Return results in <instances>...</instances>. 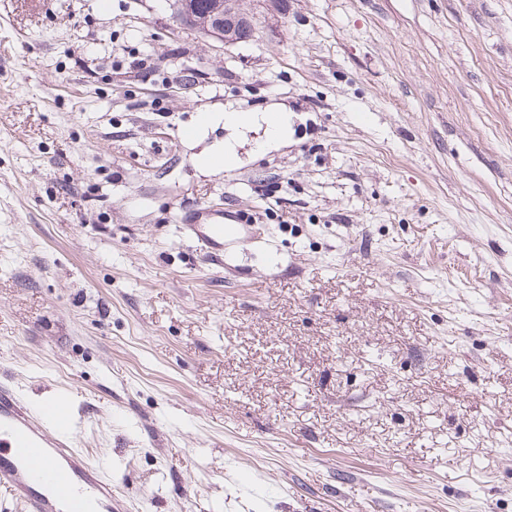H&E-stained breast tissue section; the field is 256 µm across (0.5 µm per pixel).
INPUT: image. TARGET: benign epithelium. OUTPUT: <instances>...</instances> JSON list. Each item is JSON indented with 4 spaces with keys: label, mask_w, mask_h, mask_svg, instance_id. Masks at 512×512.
Here are the masks:
<instances>
[{
    "label": "benign epithelium",
    "mask_w": 512,
    "mask_h": 512,
    "mask_svg": "<svg viewBox=\"0 0 512 512\" xmlns=\"http://www.w3.org/2000/svg\"><path fill=\"white\" fill-rule=\"evenodd\" d=\"M173 22L206 37L231 45L253 37L251 17L241 7V0H214L215 10L201 15L190 6V0H170Z\"/></svg>",
    "instance_id": "1"
}]
</instances>
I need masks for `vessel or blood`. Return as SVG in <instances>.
<instances>
[{"label":"vessel or blood","instance_id":"vessel-or-blood-1","mask_svg":"<svg viewBox=\"0 0 512 512\" xmlns=\"http://www.w3.org/2000/svg\"><path fill=\"white\" fill-rule=\"evenodd\" d=\"M175 222L182 236L226 261L252 236L256 219L243 210L201 205L177 213ZM61 408L57 399L31 406L0 384V489L22 512H123L111 480L86 460L75 435L50 432L48 423Z\"/></svg>","mask_w":512,"mask_h":512}]
</instances>
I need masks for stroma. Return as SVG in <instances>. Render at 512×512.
Masks as SVG:
<instances>
[{
	"label": "stroma",
	"mask_w": 512,
	"mask_h": 512,
	"mask_svg": "<svg viewBox=\"0 0 512 512\" xmlns=\"http://www.w3.org/2000/svg\"><path fill=\"white\" fill-rule=\"evenodd\" d=\"M242 7L0 0V382L128 512H512V0ZM199 205L256 217L229 266ZM213 1L215 10L211 15H201L191 8L190 0H170L172 20L177 26L198 31L225 45L253 37L254 25L251 17L241 9V0ZM268 112H277L278 122L273 128L271 126V114H258L241 111H224L215 113L212 117L214 123L224 122V127H252L265 126V134L268 139H285L288 137V129L290 127V117L287 111L283 109H271Z\"/></svg>",
	"instance_id": "obj_1"
}]
</instances>
